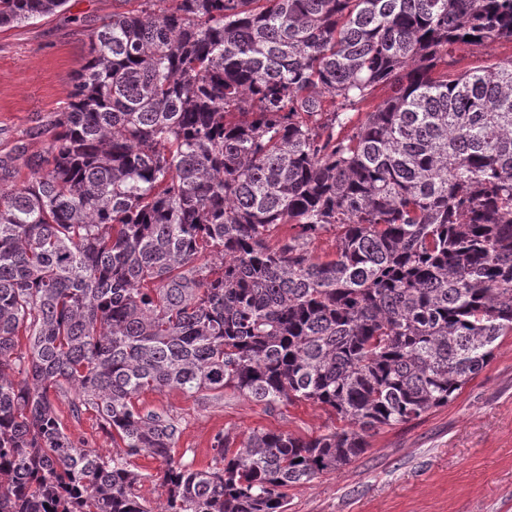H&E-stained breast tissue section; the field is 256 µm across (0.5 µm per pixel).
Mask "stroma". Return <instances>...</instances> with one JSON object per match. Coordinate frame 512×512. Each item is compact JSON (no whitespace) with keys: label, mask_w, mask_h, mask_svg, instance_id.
I'll return each mask as SVG.
<instances>
[{"label":"stroma","mask_w":512,"mask_h":512,"mask_svg":"<svg viewBox=\"0 0 512 512\" xmlns=\"http://www.w3.org/2000/svg\"><path fill=\"white\" fill-rule=\"evenodd\" d=\"M122 0H69L35 23L0 28V156L43 155L47 128L70 101L88 57V36L123 10ZM57 416L87 449L111 454L94 414L73 416L68 398ZM141 406L179 426L172 455L203 467L215 435L245 438L255 429L316 436L336 420L310 402L269 409L232 390L218 397L176 389L147 392ZM367 450L342 470L290 489L288 512H512V335L448 405L372 431Z\"/></svg>","instance_id":"obj_1"}]
</instances>
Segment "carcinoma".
Wrapping results in <instances>:
<instances>
[{
  "instance_id": "cac0c4a2",
  "label": "carcinoma",
  "mask_w": 512,
  "mask_h": 512,
  "mask_svg": "<svg viewBox=\"0 0 512 512\" xmlns=\"http://www.w3.org/2000/svg\"><path fill=\"white\" fill-rule=\"evenodd\" d=\"M131 1L90 35L45 171L0 157V512H154L142 451L160 512H288L512 335V58L448 76L457 47L512 41V0ZM66 2L0 0V27ZM165 388L338 425L219 435L196 468L139 405ZM341 230L336 227H330L310 246L311 255L314 258L326 259V256L332 255L336 250V238L340 235ZM52 402L57 416L67 427L74 438L85 443V448L95 450L102 455H112V440L98 424L93 413H83L78 418L70 410L69 399L66 397H53ZM130 460V468L139 474L145 475V478H142L137 486L138 492L145 499L153 502V506H156L162 498L161 480L164 464L147 452H142Z\"/></svg>"
}]
</instances>
